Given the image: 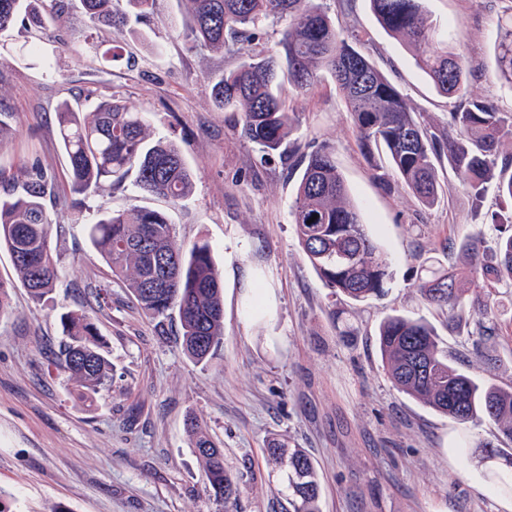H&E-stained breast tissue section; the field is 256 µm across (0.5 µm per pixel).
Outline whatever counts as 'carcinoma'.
Here are the masks:
<instances>
[{
    "label": "carcinoma",
    "mask_w": 512,
    "mask_h": 512,
    "mask_svg": "<svg viewBox=\"0 0 512 512\" xmlns=\"http://www.w3.org/2000/svg\"><path fill=\"white\" fill-rule=\"evenodd\" d=\"M94 26H124L129 17L149 14L156 0H80ZM181 36L192 50L230 51L240 42L256 49L212 86L216 109L241 114L245 133L261 151H281L298 124L285 86L307 92L323 75L344 98L364 154L386 153L390 171L402 188L424 207L439 198L436 163L448 154L457 179L477 197L494 185L512 199V115L496 111L466 85L469 62L437 37L436 23L424 0H371L382 26L412 50L416 64L437 91L462 103L449 113L448 138L430 132L415 119L403 95L359 50L367 34L351 25L339 34L320 0H176ZM286 19L288 28L273 51L263 47L268 23ZM28 33V51H40L46 20L35 0H0V32L16 23ZM498 68L512 83V24L498 36ZM58 140L68 162L71 193L88 195L134 175L138 191L177 203L191 195L194 176L175 142L153 138L146 110L112 98L90 110L63 104L56 112ZM300 170L291 223L302 250L332 294L363 302L385 292L388 263L366 232L358 208L349 199L333 148L322 145L291 166ZM48 177L37 168L7 172L0 168V249L11 257L17 279L35 300L52 291L57 265L51 245L54 220L48 213ZM498 231L491 262L479 260L477 241L460 246V269L429 266L420 278L425 299L448 309V323L464 318L467 304L497 305L500 290L512 294V216H491ZM88 238L113 276L122 280L137 307L153 318L177 313L182 346L197 364H206L224 340V299L220 274L206 243L189 250L178 244L173 225L147 208L112 211L90 219ZM67 336L60 364L75 385L76 397L91 401L112 380V363L97 328L79 314L63 318ZM378 347L393 385L402 393L461 423L487 421L501 439L512 441V388L476 382L448 362L434 329L403 315L386 317ZM193 448L203 462L210 495L226 506L239 494L224 453L195 418L187 419ZM483 461L494 462L489 479L498 492L512 493V451L483 444ZM268 459L288 494L291 512H321L322 488L311 458L284 438L269 440Z\"/></svg>",
    "instance_id": "carcinoma-1"
}]
</instances>
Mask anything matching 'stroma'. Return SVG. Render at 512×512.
<instances>
[{"instance_id": "35a3bbf8", "label": "stroma", "mask_w": 512, "mask_h": 512, "mask_svg": "<svg viewBox=\"0 0 512 512\" xmlns=\"http://www.w3.org/2000/svg\"><path fill=\"white\" fill-rule=\"evenodd\" d=\"M62 25L50 27L41 51L19 64L0 61V111L15 137L0 146V166H40L63 178L66 159L56 136L61 103L87 109L118 97L146 109L156 135L174 139L195 173L192 194L176 204L140 193L132 181L88 195L94 217L146 207L165 213L184 247L208 243L224 295V342L207 365L191 361L177 319L157 322L133 305L127 289L91 246L85 224L65 201H47L54 220L58 277L44 299L11 290L0 314V504L9 512H288L264 452L272 435L290 438L313 459L322 483V512H501L481 463L462 468L449 450L461 435L471 445L492 440L481 423L462 427L395 389L376 342L392 314L434 328L453 365L478 382L512 386V306L491 342L477 343L474 317L449 325L447 311L417 288L422 266L465 261L458 246L480 238L492 253L491 212L512 201L478 198L438 164V202L422 207L400 186L373 177L342 96L332 80L312 91L288 90L299 114L290 140L308 153L328 144L368 233L389 263L383 297L363 303L332 294L310 265L290 222L299 177L287 158L264 155L244 135L239 113L221 112L213 78L252 50H191L174 24V0L125 28L98 29L79 0H67ZM337 29L364 30L375 66L438 136L458 102L437 93L410 49L379 24L370 0H324ZM439 34L471 64L469 87L497 111L512 114V84L498 74L496 43L512 23V0H424ZM119 59L101 60L109 48ZM135 66H127V58ZM263 277L271 312L253 309L244 282ZM107 286L105 298L97 287ZM343 310L353 333L340 337L331 313ZM95 324L112 363V383L94 406L72 393L55 354L64 314ZM495 355L487 368L486 355ZM195 416L224 448L239 477V498L224 508L206 489L202 463L186 431Z\"/></svg>"}]
</instances>
